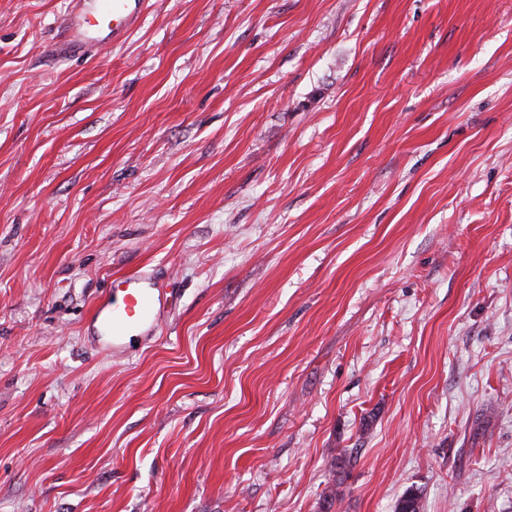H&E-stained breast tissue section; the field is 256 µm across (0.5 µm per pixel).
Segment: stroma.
<instances>
[{"label": "stroma", "instance_id": "1", "mask_svg": "<svg viewBox=\"0 0 512 512\" xmlns=\"http://www.w3.org/2000/svg\"><path fill=\"white\" fill-rule=\"evenodd\" d=\"M68 3L0 0V512H512V0ZM68 32L54 47L58 55L92 53L134 29L144 14V0H71ZM170 283L144 271L114 278L95 303L88 329L113 356L123 355L132 339L157 333L169 298Z\"/></svg>", "mask_w": 512, "mask_h": 512}]
</instances>
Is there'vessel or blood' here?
Instances as JSON below:
<instances>
[{
  "label": "vessel or blood",
  "mask_w": 512,
  "mask_h": 512,
  "mask_svg": "<svg viewBox=\"0 0 512 512\" xmlns=\"http://www.w3.org/2000/svg\"><path fill=\"white\" fill-rule=\"evenodd\" d=\"M145 10L144 0H71L66 36L58 55L92 53L134 29ZM173 295L161 277L136 271L114 278L95 303L88 328L113 355L124 354L132 339L155 335Z\"/></svg>",
  "instance_id": "vessel-or-blood-1"
}]
</instances>
